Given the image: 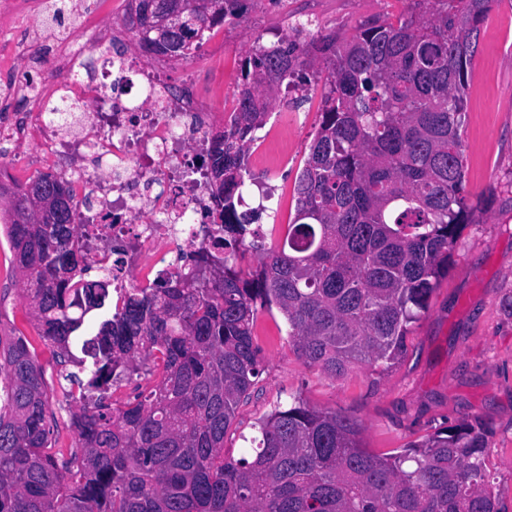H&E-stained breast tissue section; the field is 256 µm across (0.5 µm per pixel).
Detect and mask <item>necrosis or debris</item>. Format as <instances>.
Returning a JSON list of instances; mask_svg holds the SVG:
<instances>
[{"label": "necrosis or debris", "instance_id": "obj_1", "mask_svg": "<svg viewBox=\"0 0 512 512\" xmlns=\"http://www.w3.org/2000/svg\"><path fill=\"white\" fill-rule=\"evenodd\" d=\"M82 45H46L42 53L55 67L71 72L67 100L90 105L84 123L46 119L50 92L11 86L0 91V106L18 99L26 104L0 142L12 148L33 144L45 165L72 184L77 203L96 198L110 212L108 224H82L91 265L111 270L115 293L147 284L152 274H173L174 255L200 248L195 230L208 220L210 194L202 178L187 175L214 131V115L200 103L202 88L188 83L171 90L162 78L163 60L139 68L142 100L125 105L122 86L107 87L93 71L78 72ZM111 110H103L104 102ZM111 159L112 175L91 176L87 165Z\"/></svg>", "mask_w": 512, "mask_h": 512}]
</instances>
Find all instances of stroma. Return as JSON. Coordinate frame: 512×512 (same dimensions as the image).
I'll use <instances>...</instances> for the list:
<instances>
[{
	"label": "stroma",
	"mask_w": 512,
	"mask_h": 512,
	"mask_svg": "<svg viewBox=\"0 0 512 512\" xmlns=\"http://www.w3.org/2000/svg\"><path fill=\"white\" fill-rule=\"evenodd\" d=\"M20 0H0V86L18 76L40 86L65 83L66 73L51 64L32 66L20 58L14 35L36 45L50 33L41 20L22 26ZM239 23L211 35L195 57L170 62L166 83L178 85L195 78L207 90V108L223 109L224 99L238 91L239 60L256 43H270L290 32L295 22H308L311 36L303 40L305 58L316 55L315 37L336 34L348 39L361 28L396 21L404 15L428 16L430 0H247ZM137 62L150 56L125 33L118 48H90L86 58L100 80L112 83L113 51ZM320 83L290 92L300 115L297 127L278 128V113L270 111L267 126L275 137L265 145L266 161L249 163L247 201L257 204L258 189L274 185L280 205L276 214L255 222V247L245 250L244 267H256L261 249L281 246L295 214L294 186L319 124ZM466 118L461 128L469 199H490L476 214L455 246L447 275L441 277L428 312L410 327L404 357L386 371L353 368L339 380L316 365L299 360L288 343V326L278 309L259 308L256 339L264 371L251 395L237 408L224 439L227 455L239 456L254 424L276 407L294 399L319 410L336 411L360 420L365 447L376 454H395L408 444L464 420L489 426L487 467L495 477L499 506L512 512V0H497L480 26L478 51L465 89ZM288 153L286 165L270 167L268 158ZM12 254L0 234V335L18 329L36 342V354L48 385L49 413L62 447L76 434L71 414L78 403L66 399L56 380L63 367L30 323Z\"/></svg>",
	"instance_id": "1"
}]
</instances>
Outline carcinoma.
<instances>
[{
	"instance_id": "obj_1",
	"label": "carcinoma",
	"mask_w": 512,
	"mask_h": 512,
	"mask_svg": "<svg viewBox=\"0 0 512 512\" xmlns=\"http://www.w3.org/2000/svg\"><path fill=\"white\" fill-rule=\"evenodd\" d=\"M426 19L319 38L300 59L284 36L241 60L238 106L201 159L213 199L174 276L110 289L90 266L73 192L51 173L6 190L11 266L38 336L67 373L78 434L67 450L47 414L44 372L23 333L0 336V512H501L486 467L488 431L461 422L396 455L363 447L362 425L296 399L261 418L251 448L224 456L236 410L263 372L257 306L276 307L289 344L332 378L387 367L406 351L448 273L457 239L487 201L464 195V84L495 0H431ZM244 0H142L124 25L150 55L186 60L205 33L242 16ZM166 21L167 40L153 29ZM323 75L319 127L295 183L282 245L242 267L254 217L244 201L248 146L272 94ZM80 348L77 357L71 346ZM134 400L107 402L140 372Z\"/></svg>"
}]
</instances>
